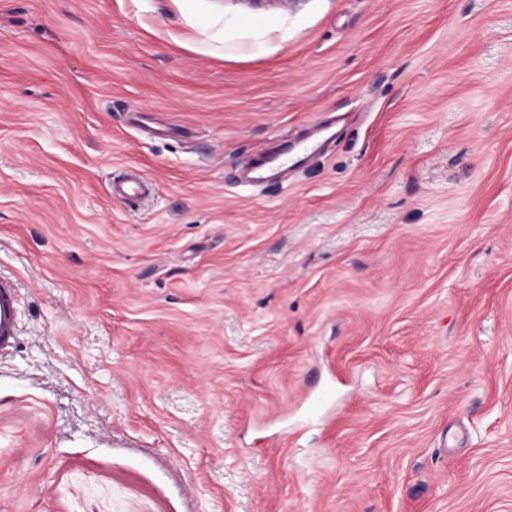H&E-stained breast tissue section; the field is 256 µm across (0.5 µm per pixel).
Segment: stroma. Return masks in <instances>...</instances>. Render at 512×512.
I'll use <instances>...</instances> for the list:
<instances>
[{
    "instance_id": "obj_1",
    "label": "stroma",
    "mask_w": 512,
    "mask_h": 512,
    "mask_svg": "<svg viewBox=\"0 0 512 512\" xmlns=\"http://www.w3.org/2000/svg\"><path fill=\"white\" fill-rule=\"evenodd\" d=\"M0 277V512H512V0H0ZM312 147L310 144L299 143L296 145H287L277 152L270 153L260 158L247 159L243 167L251 172L257 173L256 180L261 179V172L279 171L284 167H296L302 165ZM156 189L155 183L138 168L129 167L120 177L113 180L110 194L114 200L124 203L153 195ZM18 291L14 283L0 279V349L10 347L19 333Z\"/></svg>"
}]
</instances>
